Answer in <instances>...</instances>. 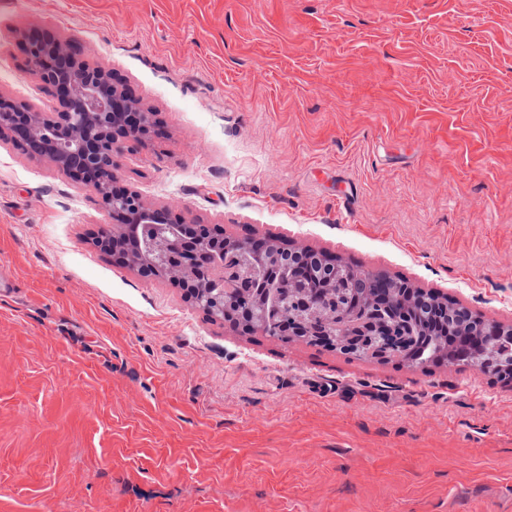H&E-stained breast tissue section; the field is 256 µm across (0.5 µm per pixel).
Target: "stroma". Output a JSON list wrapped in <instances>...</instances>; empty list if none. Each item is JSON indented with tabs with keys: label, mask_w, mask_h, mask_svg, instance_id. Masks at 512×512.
Masks as SVG:
<instances>
[{
	"label": "stroma",
	"mask_w": 512,
	"mask_h": 512,
	"mask_svg": "<svg viewBox=\"0 0 512 512\" xmlns=\"http://www.w3.org/2000/svg\"><path fill=\"white\" fill-rule=\"evenodd\" d=\"M159 134L118 186L512 325V0H0ZM112 216L0 137V512H512V385L210 322L93 239Z\"/></svg>",
	"instance_id": "stroma-1"
}]
</instances>
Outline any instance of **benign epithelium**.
<instances>
[{
	"label": "benign epithelium",
	"mask_w": 512,
	"mask_h": 512,
	"mask_svg": "<svg viewBox=\"0 0 512 512\" xmlns=\"http://www.w3.org/2000/svg\"><path fill=\"white\" fill-rule=\"evenodd\" d=\"M27 52L40 81L61 94L59 109L46 116L29 105L0 97V136L10 137L31 158L52 162L99 196L118 221L100 228L95 237L100 249L138 268L145 277L161 269L169 281L184 286L198 265L209 264V227L201 225L200 232L194 224L174 223L167 208L149 204L139 193L115 186V149L128 142L145 145L157 133L154 113L143 109L115 83L108 69L82 58L66 39L34 37ZM233 245L239 248L235 261L221 263L200 290L188 289L190 298L200 292L205 304H215L208 311L210 318L220 323L224 317L213 312L224 311V306L216 300L226 292L246 299L247 280L253 270L247 255L253 241H235ZM307 306V313L297 318L273 310L263 333L303 340L322 336L331 346H347L341 324L312 303Z\"/></svg>",
	"instance_id": "7a95c632"
}]
</instances>
